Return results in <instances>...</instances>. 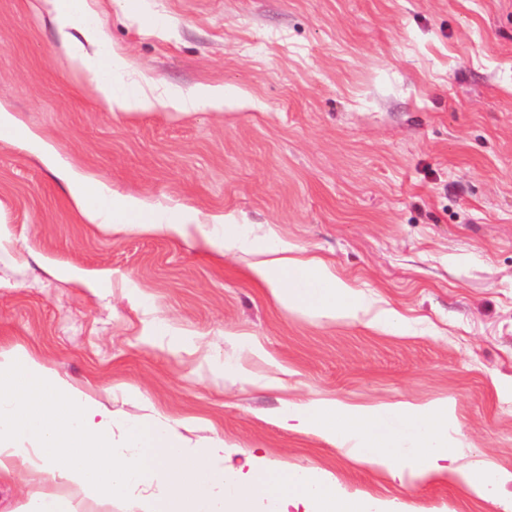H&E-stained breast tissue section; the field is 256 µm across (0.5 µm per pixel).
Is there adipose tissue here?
Segmentation results:
<instances>
[{
	"mask_svg": "<svg viewBox=\"0 0 512 512\" xmlns=\"http://www.w3.org/2000/svg\"><path fill=\"white\" fill-rule=\"evenodd\" d=\"M58 25L60 45L74 68L93 87L100 104L112 112L173 107L193 111L223 109L226 90L198 84L190 93L169 88L164 95L146 91L143 82L120 89L125 58L111 51L105 26L86 12L84 0H44ZM80 28L95 52L70 39ZM75 206L93 224H110L169 237L186 236L199 226L189 206L145 210L142 202L91 182L64 167ZM223 236L201 231V252L228 257L247 238L233 215L221 217ZM262 258L250 276L268 288L290 311L318 319L355 320L364 301L322 259L292 254L287 243L261 242ZM282 426L317 435L355 460L376 466L392 479L424 481L450 474L478 496L512 500V472L485 464L459 466L454 433L461 426L453 402L401 401L357 405L338 397L282 401L275 414ZM19 482L29 512H66L52 485L77 487L97 503L127 500L131 512H378L375 501L350 502L323 470H286L254 456L246 467L233 464L223 439L187 450L170 417L122 425L113 440V417L101 403L62 380L23 348L0 351V482Z\"/></svg>",
	"mask_w": 512,
	"mask_h": 512,
	"instance_id": "ef3b65f1",
	"label": "adipose tissue"
}]
</instances>
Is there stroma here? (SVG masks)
Returning a JSON list of instances; mask_svg holds the SVG:
<instances>
[{"label": "stroma", "instance_id": "35a3bbf8", "mask_svg": "<svg viewBox=\"0 0 512 512\" xmlns=\"http://www.w3.org/2000/svg\"><path fill=\"white\" fill-rule=\"evenodd\" d=\"M86 6L130 78L157 94L224 86L223 111L104 110L40 0H0V108L146 209L193 207L217 233L232 213L251 240L326 259L366 307L321 323L246 277L254 249L217 258L192 235L90 223L37 153L0 137V348L24 347L117 417L168 415L193 444L324 470L389 512H512L447 475L394 483L272 417L283 399L447 397L459 465L512 471V0ZM385 309L413 329L370 327ZM228 362L245 380L225 378Z\"/></svg>", "mask_w": 512, "mask_h": 512}]
</instances>
